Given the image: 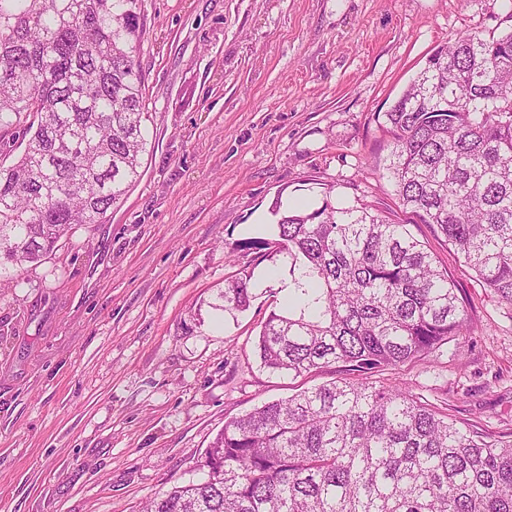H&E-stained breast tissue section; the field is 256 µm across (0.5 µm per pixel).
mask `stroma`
Wrapping results in <instances>:
<instances>
[{
	"instance_id": "1",
	"label": "stroma",
	"mask_w": 512,
	"mask_h": 512,
	"mask_svg": "<svg viewBox=\"0 0 512 512\" xmlns=\"http://www.w3.org/2000/svg\"><path fill=\"white\" fill-rule=\"evenodd\" d=\"M137 60L154 123L142 175L105 223L74 227L0 292V512H143L202 478L225 422L299 388L255 342L282 258L237 250L285 210L371 205L408 225L455 281L469 335L400 382L459 426L512 436V305L432 226L402 213L378 116L431 51L512 31V0H140ZM253 273L250 308L219 310ZM252 276L251 271L245 268L240 269L234 278L225 280L224 289L220 293V298L224 303L220 307L224 313L234 314L248 310L255 298L253 288H251Z\"/></svg>"
}]
</instances>
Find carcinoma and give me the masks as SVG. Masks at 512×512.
I'll list each match as a JSON object with an SVG mask.
<instances>
[{
	"mask_svg": "<svg viewBox=\"0 0 512 512\" xmlns=\"http://www.w3.org/2000/svg\"><path fill=\"white\" fill-rule=\"evenodd\" d=\"M139 0H0V130L23 154L0 167V288L51 256L71 226L102 224L141 176ZM400 206L433 226L483 287L512 304V31L437 48L382 115ZM296 305L273 309L255 353L296 377L345 376L224 424L198 483L146 512H512V439L458 426L373 374L465 335L455 281L405 224L326 199L273 209ZM252 273L224 282L248 310Z\"/></svg>",
	"mask_w": 512,
	"mask_h": 512,
	"instance_id": "1",
	"label": "carcinoma"
}]
</instances>
